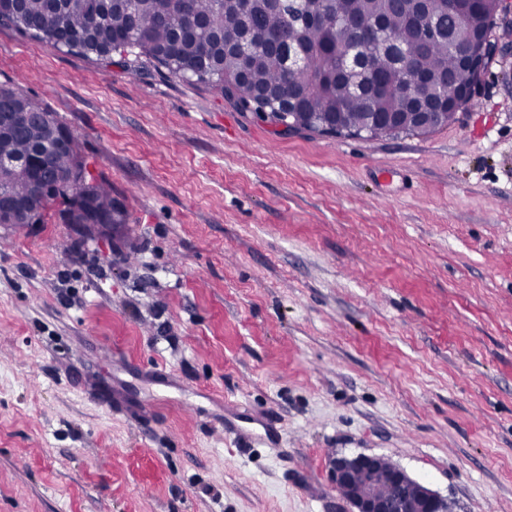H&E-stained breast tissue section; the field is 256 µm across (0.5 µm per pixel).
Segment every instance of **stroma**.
<instances>
[{"mask_svg": "<svg viewBox=\"0 0 512 512\" xmlns=\"http://www.w3.org/2000/svg\"><path fill=\"white\" fill-rule=\"evenodd\" d=\"M126 208L0 224V512H343L338 453L512 512V50L427 136L275 133L0 27Z\"/></svg>", "mask_w": 512, "mask_h": 512, "instance_id": "obj_1", "label": "stroma"}]
</instances>
